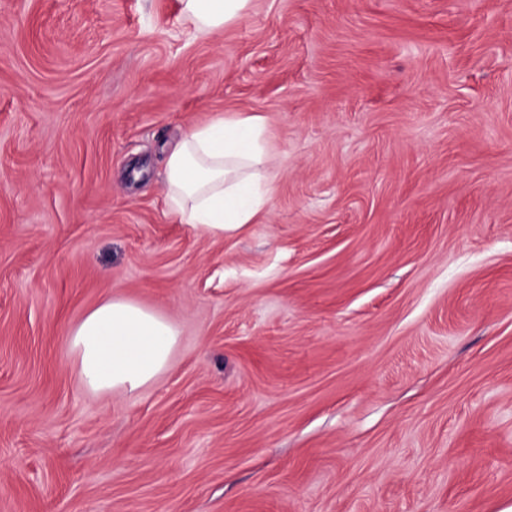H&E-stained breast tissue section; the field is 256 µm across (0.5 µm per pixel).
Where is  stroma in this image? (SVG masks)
I'll return each mask as SVG.
<instances>
[{
	"mask_svg": "<svg viewBox=\"0 0 512 512\" xmlns=\"http://www.w3.org/2000/svg\"><path fill=\"white\" fill-rule=\"evenodd\" d=\"M268 122L276 188L212 239L168 147ZM177 323L138 395L67 331ZM512 0H0V512H507ZM252 0H180L184 23L197 35H212L238 23L250 12ZM68 344L82 384L128 395L168 368L180 330L169 319L122 297H108L73 324Z\"/></svg>",
	"mask_w": 512,
	"mask_h": 512,
	"instance_id": "obj_1",
	"label": "stroma"
}]
</instances>
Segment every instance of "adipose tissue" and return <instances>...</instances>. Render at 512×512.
Segmentation results:
<instances>
[{"label":"adipose tissue","mask_w":512,"mask_h":512,"mask_svg":"<svg viewBox=\"0 0 512 512\" xmlns=\"http://www.w3.org/2000/svg\"><path fill=\"white\" fill-rule=\"evenodd\" d=\"M251 0H180L184 23L212 35L238 23ZM265 116L229 112L190 129L167 152L166 205L195 231L223 238L257 223L275 189L268 166ZM77 374L89 390L132 395L167 369L180 330L169 319L122 297H109L68 332Z\"/></svg>","instance_id":"1"}]
</instances>
